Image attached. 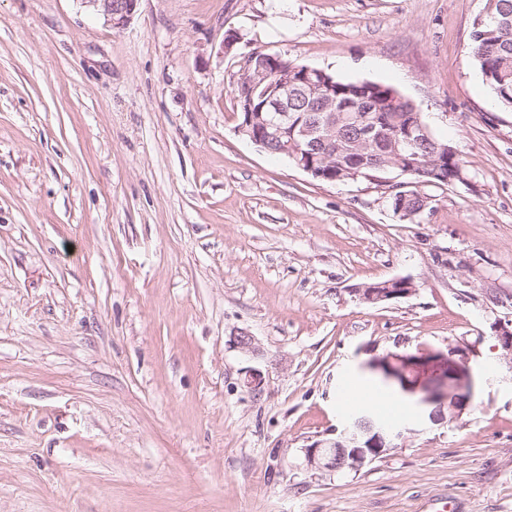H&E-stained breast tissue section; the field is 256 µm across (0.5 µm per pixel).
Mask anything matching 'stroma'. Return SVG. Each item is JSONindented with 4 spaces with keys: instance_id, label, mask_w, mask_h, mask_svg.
<instances>
[{
    "instance_id": "1",
    "label": "stroma",
    "mask_w": 512,
    "mask_h": 512,
    "mask_svg": "<svg viewBox=\"0 0 512 512\" xmlns=\"http://www.w3.org/2000/svg\"><path fill=\"white\" fill-rule=\"evenodd\" d=\"M483 4L139 0L116 29L0 0V512H512V111L468 53ZM256 51L397 88L466 182L416 184L410 221L399 173L260 151L234 93ZM398 277L412 296L352 293ZM347 379L402 437L311 470Z\"/></svg>"
}]
</instances>
